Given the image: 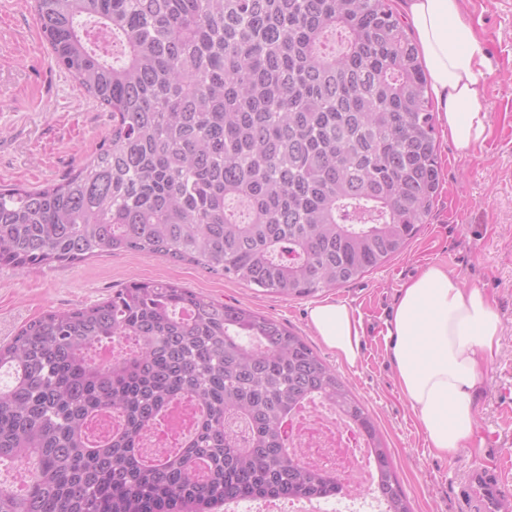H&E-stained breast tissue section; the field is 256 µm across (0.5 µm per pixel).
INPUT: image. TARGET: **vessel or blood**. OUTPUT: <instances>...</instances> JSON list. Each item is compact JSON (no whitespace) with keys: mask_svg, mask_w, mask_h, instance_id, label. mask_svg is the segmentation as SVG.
<instances>
[{"mask_svg":"<svg viewBox=\"0 0 512 512\" xmlns=\"http://www.w3.org/2000/svg\"><path fill=\"white\" fill-rule=\"evenodd\" d=\"M460 512H507L512 506V486L501 469L472 465L458 478Z\"/></svg>","mask_w":512,"mask_h":512,"instance_id":"1","label":"vessel or blood"}]
</instances>
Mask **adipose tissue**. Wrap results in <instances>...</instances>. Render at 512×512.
Returning a JSON list of instances; mask_svg holds the SVG:
<instances>
[{
    "label": "adipose tissue",
    "mask_w": 512,
    "mask_h": 512,
    "mask_svg": "<svg viewBox=\"0 0 512 512\" xmlns=\"http://www.w3.org/2000/svg\"><path fill=\"white\" fill-rule=\"evenodd\" d=\"M462 0H401L400 14L414 33L443 135L469 156L487 138L482 92L492 73L483 42L461 17ZM309 323L338 360L354 364L362 336L355 309L325 300ZM501 320L489 296L462 287L455 274L427 266L406 283L386 336L403 397L419 419L426 442L443 457L475 447V391L497 356Z\"/></svg>",
    "instance_id": "ef3b65f1"
}]
</instances>
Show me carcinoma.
Masks as SVG:
<instances>
[{
	"instance_id": "obj_1",
	"label": "carcinoma",
	"mask_w": 512,
	"mask_h": 512,
	"mask_svg": "<svg viewBox=\"0 0 512 512\" xmlns=\"http://www.w3.org/2000/svg\"><path fill=\"white\" fill-rule=\"evenodd\" d=\"M55 64L111 113L67 180L0 189V264L164 256L285 297L400 253L441 184L427 78L391 0H34ZM346 34L344 49L327 36ZM125 340L109 363L99 351ZM0 462L34 465L0 512H216L334 498L288 451L311 396L371 445L387 512H412L377 425L303 337L174 282L49 311L0 345ZM194 433H143L182 400Z\"/></svg>"
}]
</instances>
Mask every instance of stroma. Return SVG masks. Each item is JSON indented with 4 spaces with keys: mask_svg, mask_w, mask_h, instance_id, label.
Instances as JSON below:
<instances>
[{
    "mask_svg": "<svg viewBox=\"0 0 512 512\" xmlns=\"http://www.w3.org/2000/svg\"><path fill=\"white\" fill-rule=\"evenodd\" d=\"M32 4L0 0V186L63 182L108 145L112 130L110 114L55 64ZM463 18L479 31L494 66L483 97L492 132L468 157L440 139L442 185L426 224L402 254L327 291V298L347 302L362 320L355 364L337 360L312 331L314 298L288 299L195 265L127 253L24 272L0 266V343L48 311L96 304L134 279L172 281L218 302L242 304L303 336L354 388L413 512H459L461 469L496 466L512 444V0H465ZM430 265L447 267L463 287L485 291L503 326L499 353L476 391V435L484 445L450 460L428 447L387 350V322L403 285Z\"/></svg>",
    "mask_w": 512,
    "mask_h": 512,
    "instance_id": "35a3bbf8",
    "label": "stroma"
}]
</instances>
